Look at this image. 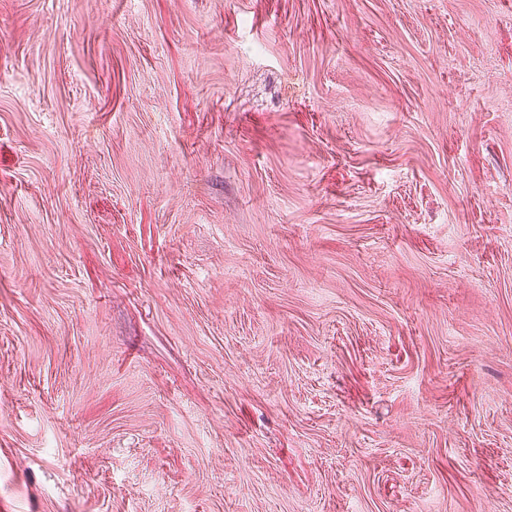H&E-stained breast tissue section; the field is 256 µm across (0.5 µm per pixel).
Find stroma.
Segmentation results:
<instances>
[{"instance_id": "1", "label": "stroma", "mask_w": 512, "mask_h": 512, "mask_svg": "<svg viewBox=\"0 0 512 512\" xmlns=\"http://www.w3.org/2000/svg\"><path fill=\"white\" fill-rule=\"evenodd\" d=\"M0 512H512V0H0Z\"/></svg>"}]
</instances>
